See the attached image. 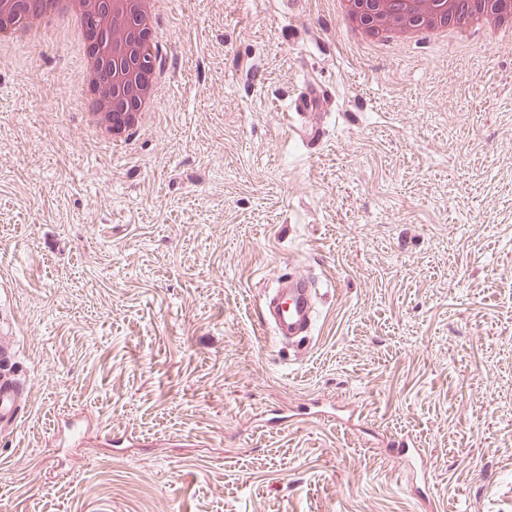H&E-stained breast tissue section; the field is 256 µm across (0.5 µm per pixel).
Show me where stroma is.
<instances>
[{"label":"stroma","instance_id":"stroma-1","mask_svg":"<svg viewBox=\"0 0 512 512\" xmlns=\"http://www.w3.org/2000/svg\"><path fill=\"white\" fill-rule=\"evenodd\" d=\"M159 26L166 92L118 146L70 28L0 49V512H512V40L375 49L332 0ZM308 75L336 99L294 127ZM302 271L324 326L288 346L261 300ZM73 414L111 439L53 447ZM15 353L0 350V433L13 432L21 423L22 412L17 404L21 390L20 382L3 371L5 364L10 368L15 362Z\"/></svg>","mask_w":512,"mask_h":512}]
</instances>
